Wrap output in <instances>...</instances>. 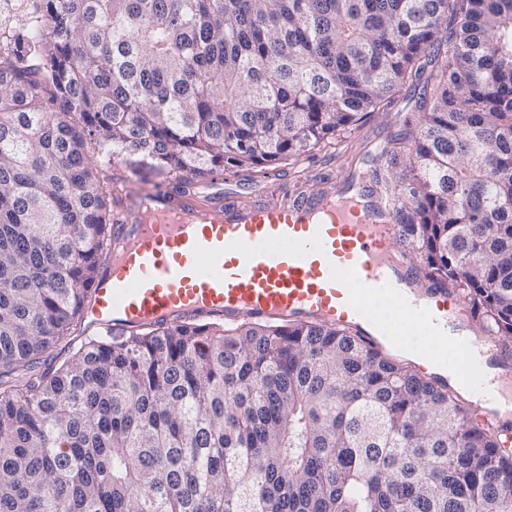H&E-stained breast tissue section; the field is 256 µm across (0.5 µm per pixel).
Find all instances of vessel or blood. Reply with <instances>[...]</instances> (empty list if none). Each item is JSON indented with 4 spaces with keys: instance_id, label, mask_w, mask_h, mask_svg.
I'll list each match as a JSON object with an SVG mask.
<instances>
[{
    "instance_id": "obj_1",
    "label": "vessel or blood",
    "mask_w": 512,
    "mask_h": 512,
    "mask_svg": "<svg viewBox=\"0 0 512 512\" xmlns=\"http://www.w3.org/2000/svg\"><path fill=\"white\" fill-rule=\"evenodd\" d=\"M116 220L111 265L85 310L94 331L185 317L349 326L372 347L396 342L399 354L468 380L470 408L494 419V383L473 359L497 361L502 350L475 329L463 298L444 288L416 292L419 273L390 210L346 192L244 205L157 189L132 199Z\"/></svg>"
}]
</instances>
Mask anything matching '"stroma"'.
I'll use <instances>...</instances> for the list:
<instances>
[{
  "label": "stroma",
  "instance_id": "stroma-1",
  "mask_svg": "<svg viewBox=\"0 0 512 512\" xmlns=\"http://www.w3.org/2000/svg\"><path fill=\"white\" fill-rule=\"evenodd\" d=\"M424 93L422 84L403 86L386 111L376 112L357 126L343 131L334 147L313 152L298 166L285 164L266 175L227 169L203 183L177 184L147 170L119 164L109 170L119 178L125 194L137 195L164 188L179 195L187 191L219 193L224 199L243 204H259L283 197L316 199L349 182H358L365 198L376 199L378 189L372 174L378 165L377 154L388 139L414 120Z\"/></svg>",
  "mask_w": 512,
  "mask_h": 512
}]
</instances>
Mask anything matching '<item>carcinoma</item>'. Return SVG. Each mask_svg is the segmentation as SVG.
<instances>
[{
    "label": "carcinoma",
    "mask_w": 512,
    "mask_h": 512,
    "mask_svg": "<svg viewBox=\"0 0 512 512\" xmlns=\"http://www.w3.org/2000/svg\"><path fill=\"white\" fill-rule=\"evenodd\" d=\"M420 81L373 178L511 340L512 0H0V512H512V445L347 327L84 316L100 169L295 166Z\"/></svg>",
    "instance_id": "cac0c4a2"
}]
</instances>
